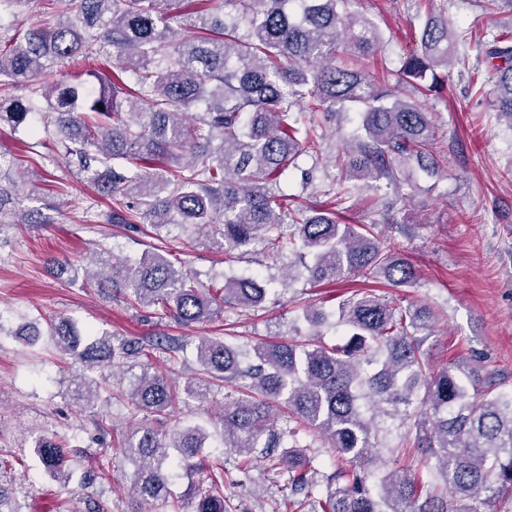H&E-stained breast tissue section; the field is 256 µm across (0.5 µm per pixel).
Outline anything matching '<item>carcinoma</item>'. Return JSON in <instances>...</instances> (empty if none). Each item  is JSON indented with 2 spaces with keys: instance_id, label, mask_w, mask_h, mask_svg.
I'll return each mask as SVG.
<instances>
[{
  "instance_id": "cac0c4a2",
  "label": "carcinoma",
  "mask_w": 512,
  "mask_h": 512,
  "mask_svg": "<svg viewBox=\"0 0 512 512\" xmlns=\"http://www.w3.org/2000/svg\"><path fill=\"white\" fill-rule=\"evenodd\" d=\"M344 0H197L186 16L195 33L170 24L168 0H79L73 18L26 31L5 51L0 76L40 81L45 106L19 99L0 121L18 126L39 116L43 129L62 135L90 180L112 196V223L145 220L158 232L205 236L225 261L258 242L281 258L295 254L311 284L350 275L416 284L418 270L399 244L382 241L365 224H343L340 212L288 210L280 191L286 169L315 148L314 130L344 112L362 113V134L333 157L341 177L369 186L386 178L395 187L417 172L439 170L437 131L416 94L441 86L457 35L442 12L423 24L417 50L399 79L363 65L381 44L368 18L339 10ZM113 49L112 76L88 66L84 78L57 76V61L91 58L95 44ZM496 75V111L512 118V33L488 46ZM204 109L188 117V111ZM305 113V120L294 112ZM294 230L285 236L283 224ZM99 269L83 287L108 297L133 298L188 325L231 310L264 307L270 289L257 274L224 276L217 287L163 252L137 260L94 252ZM338 322L351 334L327 345L305 339H258L250 349L222 336H201L199 368L179 382L151 372L153 350L177 361L175 341L148 344L102 336L83 342L68 320L49 323L62 354L89 370L140 369L124 394L140 424L120 433L134 465L131 512H154L171 496L176 468L207 471L183 496V512H224V464L199 458L210 437L204 424L171 420L187 399L205 403L229 381L245 382L238 397L218 405L210 423L224 448L250 462L262 460L271 478L288 473V512H512V391H501L471 360L429 372L424 334L437 320L425 304L398 307L371 291L339 302ZM87 402L96 379L78 378ZM407 428L403 444L431 462L426 480L409 467L377 474L372 466L394 425ZM336 452L340 465L317 479L313 438ZM65 442L49 434L33 452L50 477L68 483Z\"/></svg>"
}]
</instances>
